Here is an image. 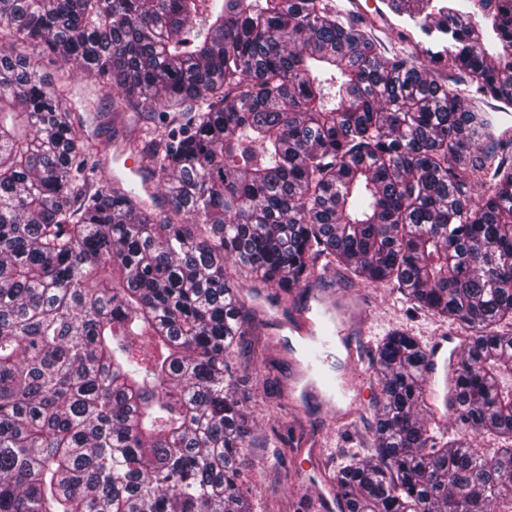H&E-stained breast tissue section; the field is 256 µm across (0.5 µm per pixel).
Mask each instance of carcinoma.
<instances>
[{"label":"carcinoma","instance_id":"obj_1","mask_svg":"<svg viewBox=\"0 0 512 512\" xmlns=\"http://www.w3.org/2000/svg\"><path fill=\"white\" fill-rule=\"evenodd\" d=\"M383 2L435 48L336 0H0V512H251L224 261L292 288L321 258L469 331L448 438L427 349L383 339L342 512H512V146L476 107L512 106V0ZM32 44L112 90L167 209L102 183L94 102ZM336 3L364 22L373 24L378 35L386 40L388 44H396V47H409L411 49L412 45L417 42L425 43L428 46L432 41L408 20L389 13L382 0H336ZM379 9L385 12V18H381ZM401 33H404L408 39L401 37ZM401 40L405 41L400 44ZM27 53L30 54L38 69L53 79L67 75L69 66L64 67L63 63L58 61L54 56H48L39 49L29 48ZM445 378L440 376L434 380L427 379L426 391L430 399L427 400V407H423L422 414L425 424L433 432L452 434L457 427L451 412L444 404V395L447 393Z\"/></svg>","mask_w":512,"mask_h":512}]
</instances>
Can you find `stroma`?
Returning a JSON list of instances; mask_svg holds the SVG:
<instances>
[{
    "label": "stroma",
    "instance_id": "stroma-1",
    "mask_svg": "<svg viewBox=\"0 0 512 512\" xmlns=\"http://www.w3.org/2000/svg\"><path fill=\"white\" fill-rule=\"evenodd\" d=\"M364 22L373 24L389 44L412 46L425 36L408 20L382 15V0H336ZM100 168L103 181L135 161L149 173L150 192L159 209H166L164 185L150 174L151 163L142 154L106 144ZM255 316L245 343L230 352L226 361L250 398L246 413L252 426L253 442L238 483L252 512H326L325 499L334 498L332 478L353 455L364 456L375 429L373 407L380 398L375 356L380 339L400 329L431 345L440 334L453 336V346L463 350L466 330L417 309L388 284H370L353 277L339 266L322 270L318 279L282 292L262 278L240 272L237 275ZM353 295L361 306V325L366 336L360 342L365 359L354 365L347 361L343 347L330 351L334 374L347 376L356 387L355 413L337 417L317 394L307 391L305 376L307 338L292 333L290 323L313 306L319 296L335 290ZM444 377L427 381L429 401L422 414L433 432L452 434L454 419L444 404Z\"/></svg>",
    "mask_w": 512,
    "mask_h": 512
}]
</instances>
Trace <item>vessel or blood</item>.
<instances>
[{
  "label": "vessel or blood",
  "instance_id": "b4317fda",
  "mask_svg": "<svg viewBox=\"0 0 512 512\" xmlns=\"http://www.w3.org/2000/svg\"><path fill=\"white\" fill-rule=\"evenodd\" d=\"M355 320L354 305L344 296L321 302L314 318L298 320L293 326L294 332L310 337L312 344L307 355V365L315 375L311 386L314 391L322 393L327 403H334L337 395L347 394V386L332 377L327 364L330 348L342 342L350 334Z\"/></svg>",
  "mask_w": 512,
  "mask_h": 512
}]
</instances>
